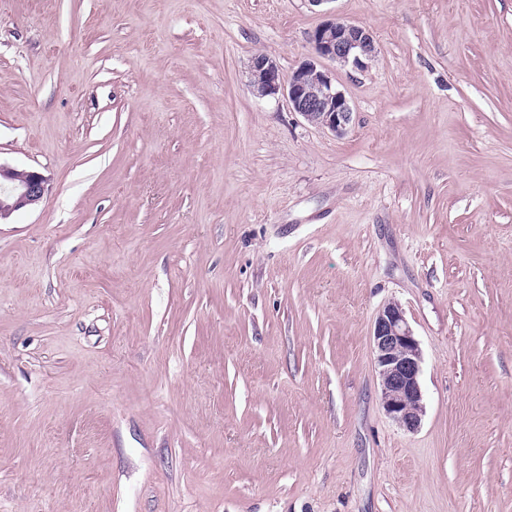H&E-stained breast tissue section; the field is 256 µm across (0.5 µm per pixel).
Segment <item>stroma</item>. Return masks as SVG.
<instances>
[{
	"label": "stroma",
	"instance_id": "1",
	"mask_svg": "<svg viewBox=\"0 0 512 512\" xmlns=\"http://www.w3.org/2000/svg\"><path fill=\"white\" fill-rule=\"evenodd\" d=\"M332 18L341 137L248 86ZM0 163V512H512V0H0ZM46 182L37 171L17 170L0 163V221L19 209L37 205L47 191ZM372 341L384 410L401 428L415 432L424 413L420 384L423 358L420 344L398 303L389 302L378 311Z\"/></svg>",
	"mask_w": 512,
	"mask_h": 512
}]
</instances>
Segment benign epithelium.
I'll return each mask as SVG.
<instances>
[{
  "mask_svg": "<svg viewBox=\"0 0 512 512\" xmlns=\"http://www.w3.org/2000/svg\"><path fill=\"white\" fill-rule=\"evenodd\" d=\"M309 40L314 56L302 61L286 77L268 56H255L249 68V85L262 97L282 94L289 109L309 124L343 136L352 122V108L319 60L363 68L377 54L374 38L363 26L330 19L317 26ZM46 191V178L41 173L0 164V220L38 204ZM372 341L384 410L401 428L415 432L424 413L420 384L423 358L399 304L389 302L378 311Z\"/></svg>",
  "mask_w": 512,
  "mask_h": 512,
  "instance_id": "1",
  "label": "benign epithelium"
}]
</instances>
